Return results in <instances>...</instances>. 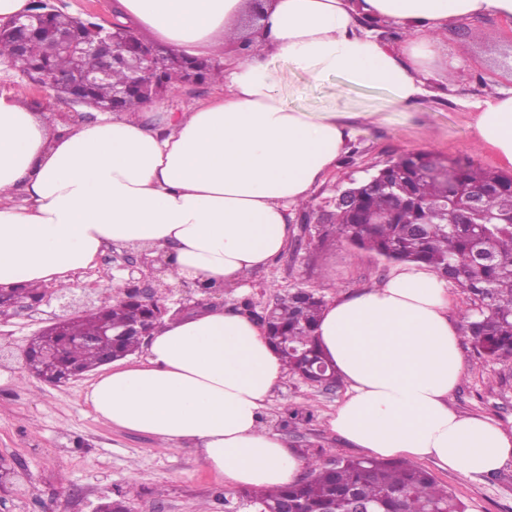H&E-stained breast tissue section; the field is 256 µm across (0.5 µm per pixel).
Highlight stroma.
Returning a JSON list of instances; mask_svg holds the SVG:
<instances>
[{
	"instance_id": "stroma-1",
	"label": "stroma",
	"mask_w": 512,
	"mask_h": 512,
	"mask_svg": "<svg viewBox=\"0 0 512 512\" xmlns=\"http://www.w3.org/2000/svg\"><path fill=\"white\" fill-rule=\"evenodd\" d=\"M444 51L455 60L452 87L435 101L407 106L388 105L389 92L380 86L354 87L328 75L311 82L306 74L291 79L290 105L322 110L339 107L358 115L354 138L307 206L294 214V234L288 248L268 266L251 272L239 293L220 291L212 300L227 307L251 301L262 311L275 296L307 288L329 300L387 277L392 266L367 252L350 250L330 224L329 200L364 168L409 153H430L450 161H471L492 170L493 156L474 143L473 115L466 98H489L512 89V30L492 17H477L450 25L443 33ZM0 85L20 88L29 99L44 102L43 114L61 125L73 107L53 91L34 87L18 72L0 66ZM127 247L111 246L94 266L79 272L67 296L92 306L104 296L102 284L113 277L129 281ZM60 309L57 301L13 308L0 317V347L20 353L28 341L50 325ZM465 372L452 397L463 414L490 418L512 429V365L481 358L470 343H462ZM95 378L53 386L9 361L0 369V457L18 473L11 487L0 491V512H93L97 504L126 495L130 512H224L228 487L209 471L193 449L164 450L146 434L112 427L95 418L85 402ZM345 387L327 390L285 376L265 411L268 424L292 448H327L335 458L362 457L361 449L345 445L329 428L344 400ZM303 407L313 418L299 429L283 425L286 409ZM438 484L446 486L466 506V512H512V463L490 476L470 479L423 460Z\"/></svg>"
}]
</instances>
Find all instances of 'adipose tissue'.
<instances>
[{"label":"adipose tissue","instance_id":"obj_1","mask_svg":"<svg viewBox=\"0 0 512 512\" xmlns=\"http://www.w3.org/2000/svg\"><path fill=\"white\" fill-rule=\"evenodd\" d=\"M134 33L185 57L221 60L217 95L184 112L151 103L102 112L58 130L0 86V287L72 288L110 245L166 258L171 281L241 291L293 234L353 137L350 115L290 106L287 69L381 85L403 106L434 97L438 36L490 15L512 24V0H268L239 55L252 0H119ZM405 33L380 41L374 22ZM477 143L512 169V91L474 102ZM24 205H16L17 195ZM447 283L427 265L401 264L363 290L326 301L321 349L347 384L330 428L371 456L431 460L469 478L512 461V431L456 412L464 373L460 319ZM143 359L91 385L96 418L193 446L233 487H282L305 465L263 412L287 368L262 325L212 303L165 321Z\"/></svg>","mask_w":512,"mask_h":512}]
</instances>
